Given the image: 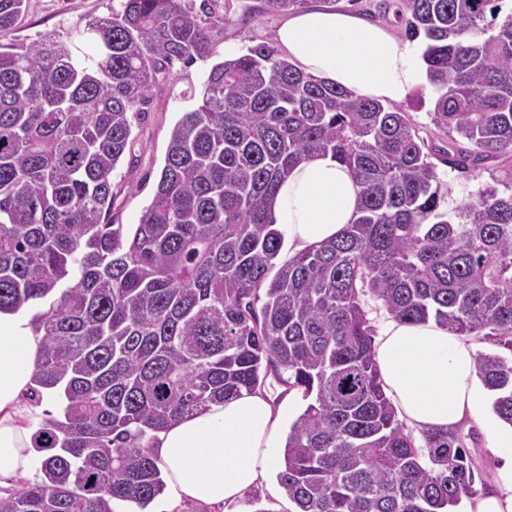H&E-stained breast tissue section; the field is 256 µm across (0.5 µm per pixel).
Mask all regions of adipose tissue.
Returning <instances> with one entry per match:
<instances>
[{
    "label": "adipose tissue",
    "mask_w": 512,
    "mask_h": 512,
    "mask_svg": "<svg viewBox=\"0 0 512 512\" xmlns=\"http://www.w3.org/2000/svg\"><path fill=\"white\" fill-rule=\"evenodd\" d=\"M284 58L355 97L400 103L427 85L412 41L386 27L328 9L288 15L276 28ZM359 189L345 166L315 154L295 165L269 202L274 224L296 252L340 235L356 215ZM42 336L23 311H0V485L34 472L32 407L25 400ZM385 390L402 420L422 431L480 424L502 459L499 478L467 499L465 512H512V427L490 415L477 380V350L435 321H389L375 345ZM284 405L245 392L184 417L154 435L153 448L175 499L232 502L277 468Z\"/></svg>",
    "instance_id": "ef3b65f1"
}]
</instances>
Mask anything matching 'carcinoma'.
I'll return each mask as SVG.
<instances>
[{
	"label": "carcinoma",
	"mask_w": 512,
	"mask_h": 512,
	"mask_svg": "<svg viewBox=\"0 0 512 512\" xmlns=\"http://www.w3.org/2000/svg\"><path fill=\"white\" fill-rule=\"evenodd\" d=\"M299 12L308 0H264ZM424 41L437 97L428 145L407 113L304 74L270 43L212 65L171 130L140 223H113L112 173L175 62L216 54L230 0H124L83 30L81 58L45 37L0 50V311L41 303L26 398L62 409L34 433L41 480L0 512L145 509L165 487L153 434L272 376L309 399L277 481L296 512H454L477 493L465 435L416 446L376 361L362 297L509 354L476 368L512 425V13L497 0H378ZM25 0H0V32ZM331 155L360 187L338 237L277 259L268 205L306 157ZM438 162L463 176L501 161L444 209Z\"/></svg>",
	"instance_id": "cac0c4a2"
}]
</instances>
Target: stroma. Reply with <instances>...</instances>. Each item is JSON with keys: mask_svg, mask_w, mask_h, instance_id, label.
<instances>
[{"mask_svg": "<svg viewBox=\"0 0 512 512\" xmlns=\"http://www.w3.org/2000/svg\"><path fill=\"white\" fill-rule=\"evenodd\" d=\"M122 0H27L20 23L0 32V45H21L43 36H55L68 43L76 55L93 53L92 44L82 35L86 21L104 17L120 8ZM277 11L263 9L261 0H236L233 25L218 46L219 56L247 53L250 47L274 39V28L280 20ZM212 66L211 61H196L191 66L174 64L169 77L156 88L147 114L133 129L134 146L130 161L118 164L112 183L118 191L115 205L117 223L132 228L138 224L150 203L164 164L170 132L182 113L195 106L184 95L188 86H201ZM467 447L473 458L476 487L494 482L502 464L487 446L484 433L477 424L463 427ZM294 512L284 494L274 490L272 482L251 489L241 500L231 504L206 505L191 500H177L164 493L148 506L149 512Z\"/></svg>", "mask_w": 512, "mask_h": 512, "instance_id": "stroma-1", "label": "stroma"}]
</instances>
